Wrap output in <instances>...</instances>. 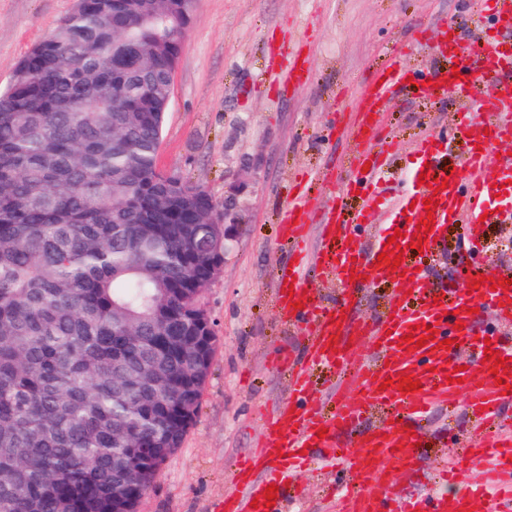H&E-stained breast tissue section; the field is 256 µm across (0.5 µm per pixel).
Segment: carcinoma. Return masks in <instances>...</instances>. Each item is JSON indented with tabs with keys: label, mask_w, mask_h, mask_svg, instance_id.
Wrapping results in <instances>:
<instances>
[{
	"label": "carcinoma",
	"mask_w": 512,
	"mask_h": 512,
	"mask_svg": "<svg viewBox=\"0 0 512 512\" xmlns=\"http://www.w3.org/2000/svg\"><path fill=\"white\" fill-rule=\"evenodd\" d=\"M183 0H81L0 91V512H112L181 447L204 376L174 288L213 275L210 198L158 166Z\"/></svg>",
	"instance_id": "carcinoma-1"
}]
</instances>
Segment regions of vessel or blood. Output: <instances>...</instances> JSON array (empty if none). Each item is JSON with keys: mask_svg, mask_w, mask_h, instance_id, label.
Listing matches in <instances>:
<instances>
[{"mask_svg": "<svg viewBox=\"0 0 512 512\" xmlns=\"http://www.w3.org/2000/svg\"><path fill=\"white\" fill-rule=\"evenodd\" d=\"M484 17L490 28L512 30V0H490ZM496 46L484 42L481 49L458 44L454 56L457 72H434L430 77L410 76L397 60H389L369 89L371 111H379L396 85L413 83L422 97L459 93L474 100L481 79L499 82L500 98L512 100V59L500 66L488 59ZM467 147L460 160L461 171L446 174L433 163L429 140L418 141L415 151L421 162L410 172L409 189L381 209L370 186L386 174L383 152L359 162L357 175L346 193L363 192V206L355 223L331 214L322 226L319 261L342 286L335 302H323L312 288L305 270L302 249L307 234L306 215L310 201L300 198L288 204L281 219V234L294 246L288 270L280 271L276 303L284 321L299 320L304 351L295 355L275 354V366L291 371V393L266 421V435L257 458L240 462L235 472L237 494L226 497L222 512H282L298 469L313 466L335 468L339 459L349 461V476L340 483L344 512H469L481 505L482 512H512V423L502 417L512 402V270H496L493 257H472L454 285L434 290L422 270L424 255L440 244L448 225L462 224L470 243H477L486 224H511L512 212L494 209L495 195H512V171L489 165L487 157L500 140L512 137V122L499 121L494 111L470 114L463 125ZM382 211L383 221L371 232L368 246H360L351 233L352 225H364L368 215ZM433 214V229L419 226L420 218ZM401 232L404 260L399 270L379 261L389 238ZM420 233L422 250L410 246L413 233ZM394 287L388 313L365 322L349 318L353 299L376 277ZM491 305L497 309L495 322L474 337L473 311ZM370 341L369 359L355 363L347 353L351 338ZM495 351L506 361L507 372L496 377L493 360L485 350ZM325 368L335 374L350 396L341 398L336 410L325 412L309 399V373ZM410 376L420 390L403 392L400 377ZM465 405L477 420L463 444L462 456L481 472V484L463 495L450 497L429 493L404 498L395 492V482L380 465L397 457L414 463L415 444L430 409H456ZM385 409L389 423L362 434L360 452L346 457L339 433L367 419L374 408ZM276 485L277 498L266 504V487Z\"/></svg>", "mask_w": 512, "mask_h": 512, "instance_id": "b4317fda", "label": "vessel or blood"}]
</instances>
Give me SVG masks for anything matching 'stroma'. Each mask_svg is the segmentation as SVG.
<instances>
[{
    "mask_svg": "<svg viewBox=\"0 0 512 512\" xmlns=\"http://www.w3.org/2000/svg\"><path fill=\"white\" fill-rule=\"evenodd\" d=\"M76 0H0V88L19 59L73 13ZM448 30L469 42L482 30L478 0H198L186 32L159 165L203 186L216 206L231 202L237 221L223 269L202 304L217 338L209 381L194 423L163 466L138 512H213L232 491L237 461L263 440V418L289 394L288 375L271 354L299 342L295 325L275 306L276 275L288 263L280 234L283 210L297 192L313 196L308 247L318 252L329 207L356 208L342 186L355 174L361 145L351 124L367 87L389 57L417 73L448 69L436 42ZM301 52L311 72L289 82L277 59ZM469 108L456 98L424 99L397 89L382 106L384 145L394 178L388 195L404 193L413 146L433 137L443 169L455 173L465 148L460 126ZM323 170L327 180L305 181ZM461 227L426 260L439 287L459 278L466 251ZM473 425L464 410L433 408L419 436L417 465L383 461L406 493L429 491L440 457ZM335 475L300 472L292 498L301 512H337Z\"/></svg>",
    "mask_w": 512,
    "mask_h": 512,
    "instance_id": "35a3bbf8",
    "label": "stroma"
}]
</instances>
